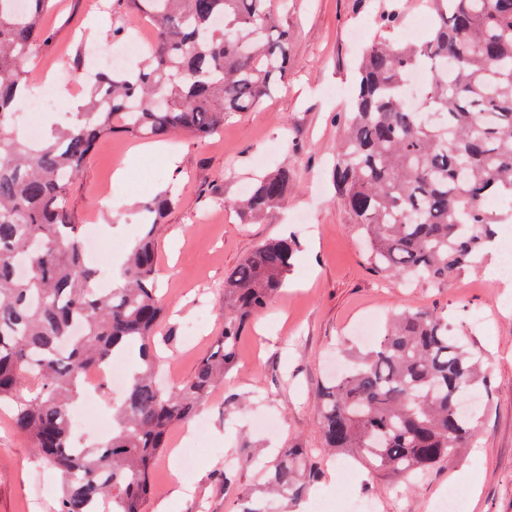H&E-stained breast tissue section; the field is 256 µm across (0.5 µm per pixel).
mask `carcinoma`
I'll use <instances>...</instances> for the list:
<instances>
[{
	"label": "carcinoma",
	"mask_w": 512,
	"mask_h": 512,
	"mask_svg": "<svg viewBox=\"0 0 512 512\" xmlns=\"http://www.w3.org/2000/svg\"><path fill=\"white\" fill-rule=\"evenodd\" d=\"M0 0V406L59 473L56 512H144L151 473L169 431L188 422L224 382L246 321L284 287L295 242L255 247L224 279V328L194 373L168 387L152 331L164 314L157 288L161 221L173 184L143 202L144 231L120 269L98 288L85 260L73 200L96 144L116 132L164 141L205 140L269 95L288 70V0H119L156 38L142 60L97 74L87 99L36 143L18 127L29 64L51 46L44 19L55 0ZM432 28L421 43L389 34L399 10L381 11L357 69L336 152V193L361 230L375 266L403 279L448 282L495 247L494 226L512 223V0H424ZM425 70L421 103L406 100L410 72ZM282 168L258 179L237 208L264 215L287 196ZM137 353L112 414V435L74 445L70 417L84 370ZM487 387L479 360L432 310L392 314L383 336L317 396L325 449L352 451L376 472L414 477L473 444L480 406L458 400ZM308 449L279 451L270 491L297 500L318 472Z\"/></svg>",
	"instance_id": "carcinoma-1"
}]
</instances>
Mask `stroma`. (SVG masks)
I'll return each mask as SVG.
<instances>
[{"mask_svg": "<svg viewBox=\"0 0 512 512\" xmlns=\"http://www.w3.org/2000/svg\"><path fill=\"white\" fill-rule=\"evenodd\" d=\"M383 3L291 0L288 75L272 97L230 118L220 136L176 137L177 168L149 154L131 156L138 139L115 134L99 143L84 170L75 199L102 233L94 265L106 281L140 237L141 202L170 181L180 185L156 250L166 310L154 343L165 375L174 380L190 377L221 333L225 277L263 241L291 234L297 244L286 287L249 319L235 364L200 407L209 428L195 435L179 426L171 431L152 470L147 512L163 503L167 512H240L237 496L225 493L217 479L225 459L257 452L270 463L277 449L292 444L309 449L321 478L300 499H268L269 512H313L320 498L334 512H351V502L361 498L374 500L377 512H432L452 484L469 489L466 512H512V283L489 282L497 255L443 284H406L371 264L356 225L336 200L338 118L355 91L363 50L353 34H374ZM143 24L117 0H60L48 19L54 46L30 68L54 63L66 74L59 87L82 95L85 85L72 72L77 51L107 50L112 28ZM283 166L293 175L286 203L264 216L241 218L234 203L244 188ZM120 169L127 172L121 187L112 182ZM121 190L135 194L136 202L115 214L104 198ZM116 223L121 232L107 234ZM422 308L442 312L466 333L489 374V398L475 443L412 485L373 474L360 460L326 454L315 395L343 365L342 348L359 345L364 319H372L379 334L392 311ZM180 487L186 496H176ZM58 495L53 472L0 411V512H54Z\"/></svg>", "mask_w": 512, "mask_h": 512, "instance_id": "1", "label": "stroma"}]
</instances>
